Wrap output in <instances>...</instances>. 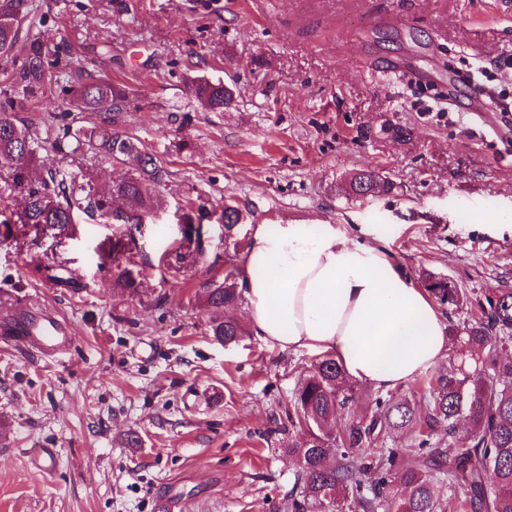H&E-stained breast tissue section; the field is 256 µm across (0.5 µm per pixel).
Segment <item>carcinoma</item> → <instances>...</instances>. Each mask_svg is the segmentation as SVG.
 <instances>
[{
    "label": "carcinoma",
    "instance_id": "cac0c4a2",
    "mask_svg": "<svg viewBox=\"0 0 512 512\" xmlns=\"http://www.w3.org/2000/svg\"><path fill=\"white\" fill-rule=\"evenodd\" d=\"M23 0H0V59L9 60L22 32ZM46 56L36 41L21 68L22 92L40 85ZM196 99L212 112L224 111L232 93L221 81L197 79ZM81 111L102 116V123L127 110L126 89L106 81L86 79L73 88ZM48 145L56 154L79 150L101 154L125 167V172L97 193L93 178L82 172L65 181L53 168L38 164L41 148L19 118L13 100H0V170L8 173L4 189L23 197L16 223L29 230L63 232L75 223L78 210L97 212L114 224H134L141 215L159 209L156 185L163 178L161 161L131 138L100 126H65ZM357 195L389 193L393 183L373 171L350 181ZM183 213L185 251L180 266L194 261L200 247V228L194 212L205 206L186 201ZM211 214L230 231L241 219L229 202ZM128 243L114 242L101 259L118 269L113 287L137 292L141 275ZM239 271L226 270L224 281L206 289L203 306L212 336L225 344L245 335L243 325L226 311L242 302ZM426 290L441 307L457 311L471 304L460 289L433 273H422ZM449 343L461 351L448 372L429 373L417 380L419 391L397 398L377 391L366 397L346 380L342 367L327 354L315 361L297 383L291 403L301 410L292 422L301 438L289 446L298 471L288 497V512H308L324 504L327 495L340 512H443L444 493H450L462 512H512V288H495L477 301V312L462 327L448 328ZM428 412L417 413V401ZM465 432H459L461 422ZM401 431L409 436L408 459L392 448L388 438Z\"/></svg>",
    "mask_w": 512,
    "mask_h": 512
}]
</instances>
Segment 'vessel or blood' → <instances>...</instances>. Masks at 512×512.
Instances as JSON below:
<instances>
[{
    "instance_id": "1",
    "label": "vessel or blood",
    "mask_w": 512,
    "mask_h": 512,
    "mask_svg": "<svg viewBox=\"0 0 512 512\" xmlns=\"http://www.w3.org/2000/svg\"><path fill=\"white\" fill-rule=\"evenodd\" d=\"M0 340L34 349L54 360L68 352L71 326L44 308L21 306L0 315Z\"/></svg>"
}]
</instances>
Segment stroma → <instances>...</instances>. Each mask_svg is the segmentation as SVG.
<instances>
[{"mask_svg": "<svg viewBox=\"0 0 512 512\" xmlns=\"http://www.w3.org/2000/svg\"><path fill=\"white\" fill-rule=\"evenodd\" d=\"M51 66L15 109L33 138L45 111L95 116L70 82L126 86L112 129L160 158L161 214L106 224L76 212L70 236L0 225V307L55 310L72 326L59 361L0 342V512H280L298 467L290 396L317 355L225 345L208 331L204 288L240 263L255 224L374 227L412 278L428 271L476 300L512 287V0H26ZM222 81L224 111L192 80ZM61 175L120 173L92 154L49 156ZM372 170L392 192L358 198ZM234 199L243 219L202 221L203 253L176 269L189 198ZM134 241L138 294L113 288L105 241ZM63 266L82 293L48 281ZM55 451L53 473L29 452Z\"/></svg>", "mask_w": 512, "mask_h": 512, "instance_id": "stroma-1", "label": "stroma"}]
</instances>
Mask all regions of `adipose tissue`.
Listing matches in <instances>:
<instances>
[{"mask_svg":"<svg viewBox=\"0 0 512 512\" xmlns=\"http://www.w3.org/2000/svg\"><path fill=\"white\" fill-rule=\"evenodd\" d=\"M247 322L268 347L329 351L375 391L448 356L447 324L385 247L333 224H257L240 268Z\"/></svg>","mask_w":512,"mask_h":512,"instance_id":"adipose-tissue-1","label":"adipose tissue"}]
</instances>
